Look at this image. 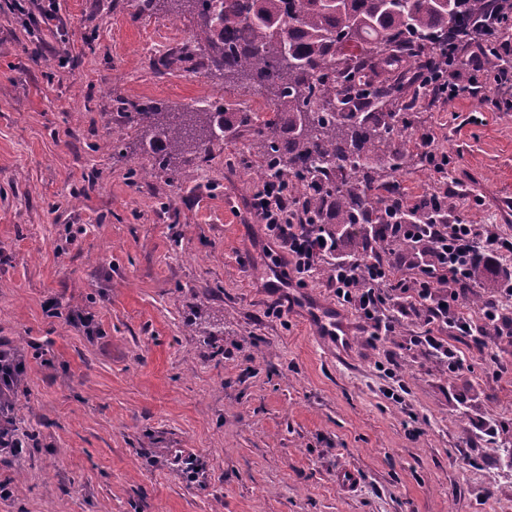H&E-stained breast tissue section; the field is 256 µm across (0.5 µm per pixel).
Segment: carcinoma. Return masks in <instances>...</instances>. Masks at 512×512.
<instances>
[{
    "label": "carcinoma",
    "instance_id": "cac0c4a2",
    "mask_svg": "<svg viewBox=\"0 0 512 512\" xmlns=\"http://www.w3.org/2000/svg\"><path fill=\"white\" fill-rule=\"evenodd\" d=\"M504 0H137L195 20L164 67L208 62L226 84L255 85L272 116L240 112L232 126L207 105L170 112L160 102H119L161 164L202 152L233 128L248 132L258 171L301 208L307 223L362 259L415 250L384 240L379 224H444L436 198L410 201L395 182L410 155L402 132L420 100L459 62V52Z\"/></svg>",
    "mask_w": 512,
    "mask_h": 512
}]
</instances>
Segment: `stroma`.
<instances>
[{
  "label": "stroma",
  "mask_w": 512,
  "mask_h": 512,
  "mask_svg": "<svg viewBox=\"0 0 512 512\" xmlns=\"http://www.w3.org/2000/svg\"><path fill=\"white\" fill-rule=\"evenodd\" d=\"M54 6L48 31L31 0H0V345L24 362L7 408L30 439L0 451V512H512V470L478 430L512 442V346L458 342L451 373L408 317L393 359L360 331L337 363L264 286L281 252L249 207V134L166 170L117 115L263 96L157 70L189 14ZM406 141L448 161L398 173L411 200L451 193L449 221L512 236V91L428 96Z\"/></svg>",
  "instance_id": "obj_1"
}]
</instances>
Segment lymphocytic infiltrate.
<instances>
[{
    "instance_id": "obj_1",
    "label": "lymphocytic infiltrate",
    "mask_w": 512,
    "mask_h": 512,
    "mask_svg": "<svg viewBox=\"0 0 512 512\" xmlns=\"http://www.w3.org/2000/svg\"><path fill=\"white\" fill-rule=\"evenodd\" d=\"M253 208L298 274L326 270L327 287L359 314L372 340H392L403 316L414 313L422 322L414 345L453 373L463 369L464 360L446 332L470 339L480 350L493 337L512 344V322L502 317L512 307V237L497 225L400 224L397 233L417 243V250L366 261L341 255L320 225L284 223L286 204L275 189L264 188ZM479 267L493 273L496 287L492 302L472 314L465 305Z\"/></svg>"
}]
</instances>
